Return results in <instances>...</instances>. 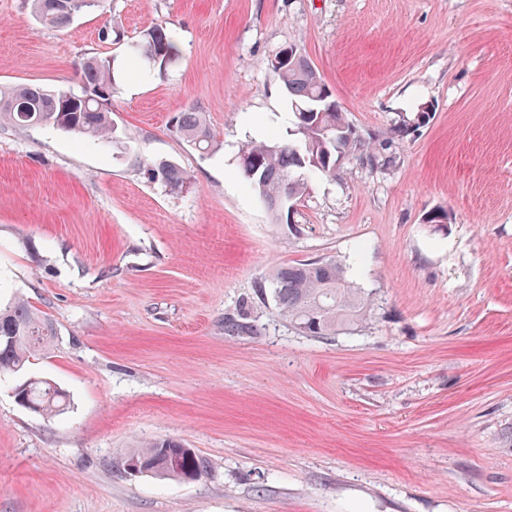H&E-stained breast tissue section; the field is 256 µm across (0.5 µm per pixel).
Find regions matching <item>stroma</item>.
I'll use <instances>...</instances> for the list:
<instances>
[{
	"mask_svg": "<svg viewBox=\"0 0 512 512\" xmlns=\"http://www.w3.org/2000/svg\"><path fill=\"white\" fill-rule=\"evenodd\" d=\"M156 27L181 60L142 78L126 44ZM288 46L364 140L434 107L390 163L314 181L296 233L238 161L291 124L268 67ZM92 56L122 69L113 138L0 122V305L50 317L30 371L70 399L41 415L0 380V512H512V0H101L53 29L0 0V90H79ZM187 111L212 152L175 131ZM326 256L362 321L318 339L256 302ZM246 301L257 334L225 335ZM167 438L205 471L126 468ZM147 165L150 175L153 178H161V180L173 190L183 189L190 184V176L184 170L173 164H162L159 167H153L149 162Z\"/></svg>",
	"mask_w": 512,
	"mask_h": 512,
	"instance_id": "obj_1",
	"label": "stroma"
}]
</instances>
